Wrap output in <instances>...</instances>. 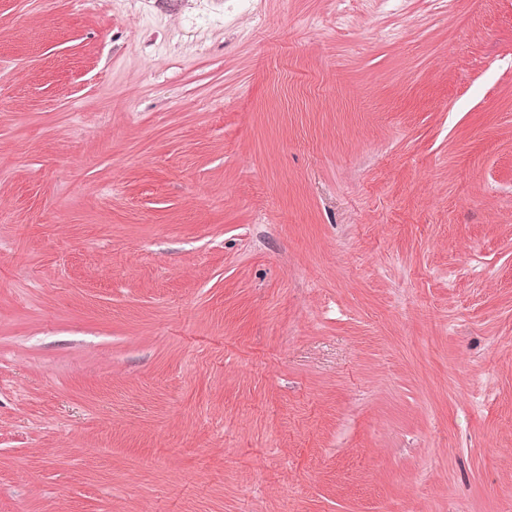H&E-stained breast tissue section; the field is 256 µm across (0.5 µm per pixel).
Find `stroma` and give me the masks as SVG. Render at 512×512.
Returning a JSON list of instances; mask_svg holds the SVG:
<instances>
[{
    "label": "stroma",
    "instance_id": "35a3bbf8",
    "mask_svg": "<svg viewBox=\"0 0 512 512\" xmlns=\"http://www.w3.org/2000/svg\"><path fill=\"white\" fill-rule=\"evenodd\" d=\"M0 512H512V0H0Z\"/></svg>",
    "mask_w": 512,
    "mask_h": 512
}]
</instances>
